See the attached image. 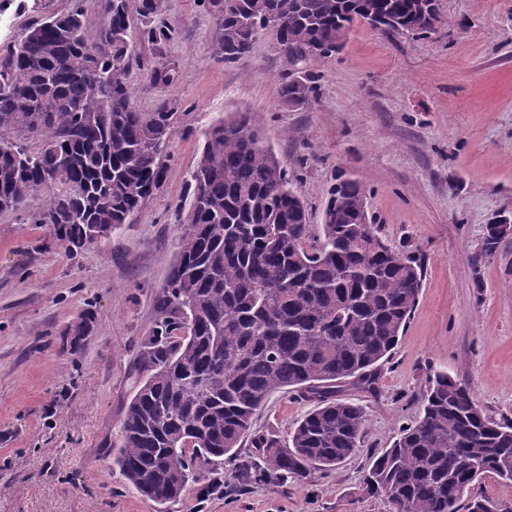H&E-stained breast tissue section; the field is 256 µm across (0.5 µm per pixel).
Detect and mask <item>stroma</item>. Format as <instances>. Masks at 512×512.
<instances>
[{"instance_id": "obj_1", "label": "stroma", "mask_w": 512, "mask_h": 512, "mask_svg": "<svg viewBox=\"0 0 512 512\" xmlns=\"http://www.w3.org/2000/svg\"><path fill=\"white\" fill-rule=\"evenodd\" d=\"M0 11V56L35 19L72 0H25ZM427 35L389 36L355 23L341 51L316 63V101L291 111L277 101L285 68L273 31L237 63L211 48L216 0H163L155 17L172 40H133L127 80L139 111L177 108L160 159L164 180L111 237L77 253L49 224L0 213V512H390L361 492L370 455L391 447L421 414L429 381L445 372L493 419L512 422V236L486 252V227L512 216V0H439ZM170 70L173 83L157 80ZM248 113L322 222L337 174L366 189L377 235L424 260L422 288L375 391L343 383L340 398L364 407L361 452L308 483L245 482L238 458L197 461V483L175 501L142 497L108 445H119L126 405L145 379L143 343L186 226L183 201L205 135ZM95 317L79 347L66 326ZM275 393L257 432L287 440L310 409Z\"/></svg>"}]
</instances>
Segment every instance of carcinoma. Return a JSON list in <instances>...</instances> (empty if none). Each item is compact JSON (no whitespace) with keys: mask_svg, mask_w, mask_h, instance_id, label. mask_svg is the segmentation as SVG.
Here are the masks:
<instances>
[{"mask_svg":"<svg viewBox=\"0 0 512 512\" xmlns=\"http://www.w3.org/2000/svg\"><path fill=\"white\" fill-rule=\"evenodd\" d=\"M421 0H223L212 36L215 57L230 65L250 53L268 24L281 28L289 69L278 83L280 104L309 107L318 95L309 67L336 54L356 22L387 16L389 35H422L437 16ZM86 0L30 23L0 56V212H22L37 192L51 224L68 245L96 226L110 235L158 189L160 151L174 104L154 111L133 105L129 15L109 0L112 26L92 54L83 29ZM158 0H140V39H170L151 25ZM324 211L328 224L309 238L308 214L288 172L249 115L214 124L191 174L187 227L166 289L160 322L144 344L148 377L129 402L116 456L140 494L165 504L196 480V457L233 458L252 436L259 460L239 465L248 482H304L334 470L359 451L364 408L336 395L347 379L371 388L390 358L422 287L421 258L385 244L372 224L354 222L365 189L340 176ZM92 319L67 328L71 344ZM293 388L315 403L290 432L288 446L253 431L271 396ZM176 457L180 466L160 461ZM512 481V423L490 419L470 391L438 373L422 417L369 464L363 490L391 512H496L465 498L485 474Z\"/></svg>","mask_w":512,"mask_h":512,"instance_id":"carcinoma-1","label":"carcinoma"}]
</instances>
